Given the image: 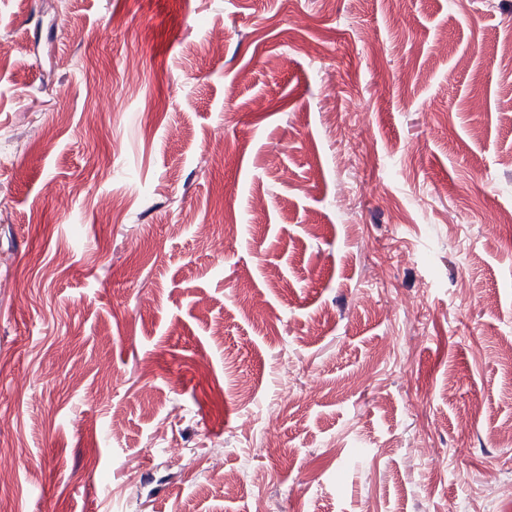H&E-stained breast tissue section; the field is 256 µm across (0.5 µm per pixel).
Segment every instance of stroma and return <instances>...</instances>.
<instances>
[{"label": "stroma", "mask_w": 512, "mask_h": 512, "mask_svg": "<svg viewBox=\"0 0 512 512\" xmlns=\"http://www.w3.org/2000/svg\"><path fill=\"white\" fill-rule=\"evenodd\" d=\"M509 212L512 0H0V502L512 512Z\"/></svg>", "instance_id": "1"}]
</instances>
